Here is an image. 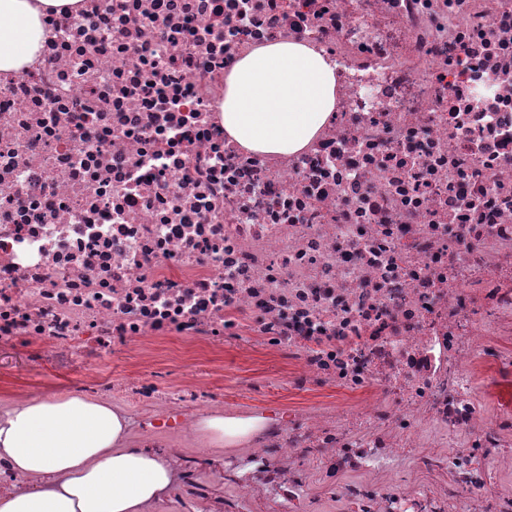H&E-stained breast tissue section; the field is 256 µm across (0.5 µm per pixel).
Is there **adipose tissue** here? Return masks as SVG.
<instances>
[{
  "label": "adipose tissue",
  "instance_id": "obj_1",
  "mask_svg": "<svg viewBox=\"0 0 512 512\" xmlns=\"http://www.w3.org/2000/svg\"><path fill=\"white\" fill-rule=\"evenodd\" d=\"M81 0H0V73L35 64L47 15ZM334 70L300 43H274L238 60L225 78V131L241 147H305L334 107ZM127 421L103 400L34 397L0 413V460L38 479L0 494V512H145L172 485L165 460L125 445Z\"/></svg>",
  "mask_w": 512,
  "mask_h": 512
}]
</instances>
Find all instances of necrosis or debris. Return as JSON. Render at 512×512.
<instances>
[{
  "instance_id": "necrosis-or-debris-1",
  "label": "necrosis or debris",
  "mask_w": 512,
  "mask_h": 512,
  "mask_svg": "<svg viewBox=\"0 0 512 512\" xmlns=\"http://www.w3.org/2000/svg\"><path fill=\"white\" fill-rule=\"evenodd\" d=\"M44 24L0 75V342L168 462L146 512H512V0H84ZM280 41L333 66L334 115L251 153L224 75ZM168 345L263 356L292 399L159 366ZM218 413L257 425L198 456Z\"/></svg>"
}]
</instances>
